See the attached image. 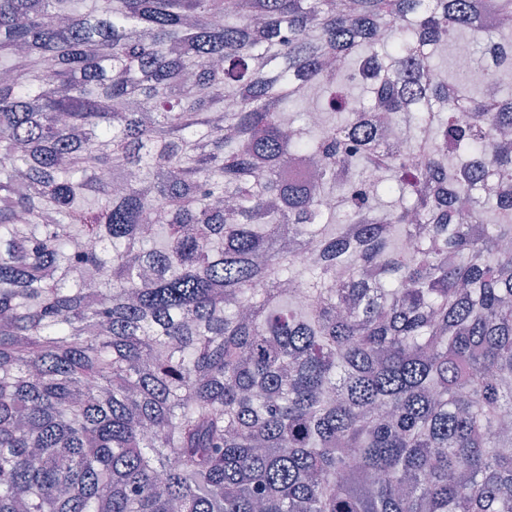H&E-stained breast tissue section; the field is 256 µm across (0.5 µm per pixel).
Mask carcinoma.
<instances>
[{"instance_id":"obj_1","label":"carcinoma","mask_w":512,"mask_h":512,"mask_svg":"<svg viewBox=\"0 0 512 512\" xmlns=\"http://www.w3.org/2000/svg\"><path fill=\"white\" fill-rule=\"evenodd\" d=\"M465 32L512 0H0V512H512V69L435 78Z\"/></svg>"}]
</instances>
